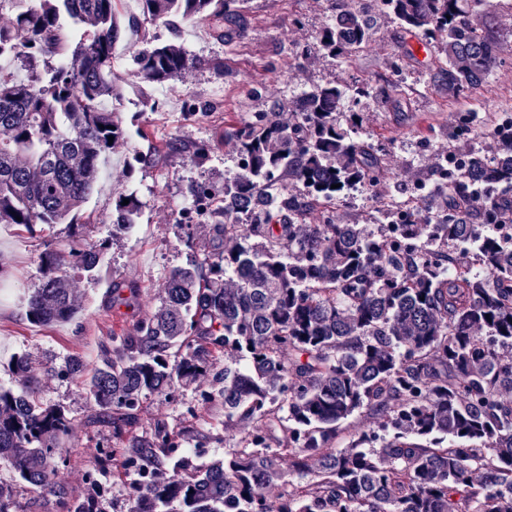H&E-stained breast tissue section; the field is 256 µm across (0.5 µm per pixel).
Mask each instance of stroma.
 <instances>
[{
	"label": "stroma",
	"instance_id": "1",
	"mask_svg": "<svg viewBox=\"0 0 512 512\" xmlns=\"http://www.w3.org/2000/svg\"><path fill=\"white\" fill-rule=\"evenodd\" d=\"M338 0H244L240 33L217 39L206 24L181 21L125 27L123 42L132 52L112 72L122 99L112 109L126 129V141L108 157V173L99 190L82 207L92 240H106L108 249L96 280L72 282L81 305L76 319L43 326L26 316L29 294L40 284L37 257L46 248H65L73 232L66 224L43 226L32 235L16 234L0 224V385H16L10 362L24 353L35 362L40 395L50 405L66 406L75 421L68 454L56 475L58 485L78 496L86 488L85 475L105 448L112 445L111 429L89 426L94 414L81 386L58 378L55 371L73 353L89 364L101 359L103 345L113 334L133 332L138 320L154 308L174 268L186 265L210 249L212 228L206 222L183 230L184 208L191 202L194 184L206 183L214 191L224 187V176L237 165L235 132L256 112L292 107L298 95L313 86L333 82L343 87L341 119L359 114L366 138L390 147L374 186L337 210L348 224H375L383 210L403 204L416 183L434 184V154L458 146L450 138L449 116L471 115V144L482 146L478 128L512 114V9L490 0L479 23L497 28L502 43L501 61L489 80L462 94L431 83L426 61L407 56L415 39L403 33L383 12L379 0H365L375 19L372 39L350 63L324 55L319 35ZM173 41L194 64L167 84L171 97L157 87L133 85V53L148 45ZM366 81L381 89L379 97L353 92ZM179 152L169 151L171 141ZM209 149L204 164L191 163L198 148ZM135 193L141 202L139 238L115 230L109 218L119 195ZM136 288V306L112 305V285ZM208 378L180 389L175 399L152 395L144 402L134 436H144L154 422L178 423L186 408H194V429L184 444H205L206 461L222 458L232 448L237 432L224 428V409L196 402L197 388Z\"/></svg>",
	"mask_w": 512,
	"mask_h": 512
}]
</instances>
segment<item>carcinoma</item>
<instances>
[{
  "label": "carcinoma",
  "instance_id": "carcinoma-1",
  "mask_svg": "<svg viewBox=\"0 0 512 512\" xmlns=\"http://www.w3.org/2000/svg\"><path fill=\"white\" fill-rule=\"evenodd\" d=\"M121 0H37L0 24V224L30 234L42 224L79 229L98 191L101 163L126 131L102 102L119 96L112 52ZM129 24L206 23L224 38L242 0H140ZM405 32L436 44L434 80L453 94L485 82L497 61L494 31L473 23L482 0H382ZM320 36L348 57L370 38L372 19L352 6ZM140 84H163L193 60L174 44L135 56ZM345 90L305 92L288 123L256 112L236 133L241 169L222 196L192 187V218L208 219L221 247L175 268L164 296L129 336L103 346L90 368L69 356L59 374L83 386L101 410L93 423L121 436L139 423L143 400L173 396L201 376L203 404L224 407V429L242 428L224 459L197 464L183 431L160 422L112 460L134 476L128 512H512V236L473 223L472 190L496 197L512 186V143L489 168L476 150L469 172L435 169L453 204L418 222L420 208L386 212V228L342 224L335 206L356 183L373 185L388 148L343 126ZM113 140H108V137ZM337 188H331V185ZM118 198L112 224L136 222L140 204ZM322 209L317 224L303 216ZM231 214L240 224H224ZM21 220H16V217ZM106 244L74 233L65 249L38 257L40 287L27 318L74 319L69 283L94 277ZM234 357L242 366L221 364ZM18 385L0 387V512H19L16 488L54 487L73 433L61 405H43L28 356L14 357ZM370 411L376 425L345 433ZM81 498L54 493L58 512H96L105 495L94 468ZM278 489L269 498V489Z\"/></svg>",
  "mask_w": 512,
  "mask_h": 512
}]
</instances>
